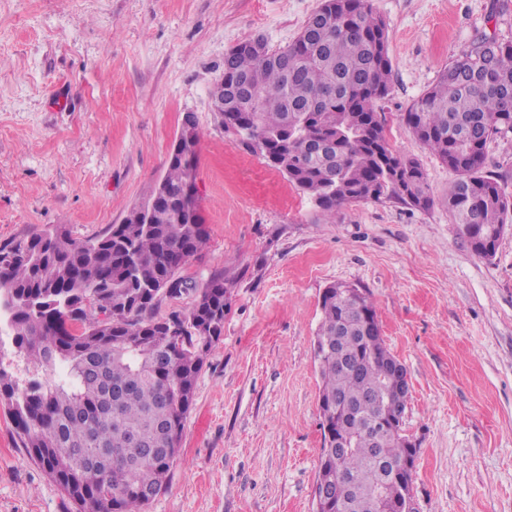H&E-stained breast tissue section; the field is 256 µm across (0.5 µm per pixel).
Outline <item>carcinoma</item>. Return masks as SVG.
I'll use <instances>...</instances> for the list:
<instances>
[{"instance_id": "carcinoma-1", "label": "carcinoma", "mask_w": 512, "mask_h": 512, "mask_svg": "<svg viewBox=\"0 0 512 512\" xmlns=\"http://www.w3.org/2000/svg\"><path fill=\"white\" fill-rule=\"evenodd\" d=\"M388 30L370 0H323L297 39L272 51L236 47L224 57L227 132L283 173L329 221L362 201L434 205L413 157L394 153L375 103L391 90ZM407 131L456 179L446 205L459 235L484 258L512 223L508 173L486 167L487 145L512 133V41L484 35L453 60L403 115ZM189 173L169 153L141 219L100 235L72 237L50 224L0 247V404L19 447L76 512H145L144 491H162L179 455L197 378L224 334L230 292L224 275L199 289L186 313L155 316L156 283L178 272L207 241L199 217L182 213ZM315 345L319 398L348 402L322 424L360 438L339 455L320 449L318 475L332 488L328 512H387L413 477L410 449L381 425L405 408V367L381 336L369 296L359 307L328 286ZM54 376L21 379L15 366ZM381 483L385 499L372 493Z\"/></svg>"}]
</instances>
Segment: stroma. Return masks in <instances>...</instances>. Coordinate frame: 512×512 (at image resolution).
I'll return each instance as SVG.
<instances>
[{"mask_svg": "<svg viewBox=\"0 0 512 512\" xmlns=\"http://www.w3.org/2000/svg\"><path fill=\"white\" fill-rule=\"evenodd\" d=\"M389 32L375 104L434 206L314 203L226 133L210 105L225 55L292 43L322 0H0V247L48 224L103 233L152 194L184 113L200 131L206 247L163 297L189 310L223 274L224 334L198 376L180 456L146 512H312L323 444L314 336L334 283L373 302L410 382L417 512H512V229L492 259L442 201L455 180L402 115L481 35L512 39V0H371ZM0 407V512H73Z\"/></svg>", "mask_w": 512, "mask_h": 512, "instance_id": "35a3bbf8", "label": "stroma"}]
</instances>
